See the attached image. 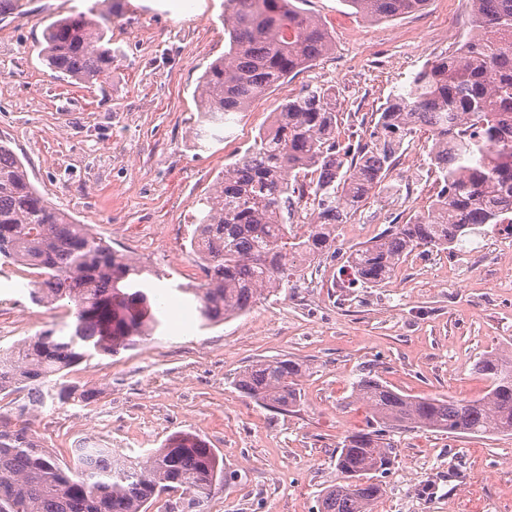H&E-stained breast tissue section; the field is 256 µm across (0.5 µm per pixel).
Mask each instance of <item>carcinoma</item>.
<instances>
[{
  "mask_svg": "<svg viewBox=\"0 0 512 512\" xmlns=\"http://www.w3.org/2000/svg\"><path fill=\"white\" fill-rule=\"evenodd\" d=\"M299 0H230L224 20L228 50L197 87L199 147L219 139L211 127L243 112L277 83L310 65L331 46L323 23ZM373 19L399 17L428 0H343ZM472 35L426 63L409 88L393 96L374 130L356 148L336 131V89L314 87L281 103L272 127L224 167L194 216L191 247L204 288L195 293L203 324L244 312L265 293L289 286L300 266L330 251L336 228L376 194L403 140L431 132L430 168L439 190L431 209L388 225L350 252L353 281L389 278L417 247L449 249L478 227L512 223V0H470ZM109 0L89 13L58 18L45 29L39 55L55 77L100 82L112 71ZM316 209L305 234L288 221L301 203ZM0 258L33 270V303L59 302L71 322L0 349V512H146L163 493L177 498L164 512H207L212 487L224 479L217 453L199 436L176 432L135 460L87 442L61 466L27 433L26 419L74 392L66 371L96 355H112L163 326L142 270L105 240L48 202L30 183L24 163L0 142ZM476 369L490 381L478 399L402 395L367 375L354 386L378 428L346 436L338 447L343 483L323 491L319 512H374L393 445L385 431L428 428L450 434H512V353H489ZM303 366L261 359L240 372L236 387L261 405L288 410L300 402Z\"/></svg>",
  "mask_w": 512,
  "mask_h": 512,
  "instance_id": "carcinoma-1",
  "label": "carcinoma"
}]
</instances>
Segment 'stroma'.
Masks as SVG:
<instances>
[{
	"label": "stroma",
	"mask_w": 512,
	"mask_h": 512,
	"mask_svg": "<svg viewBox=\"0 0 512 512\" xmlns=\"http://www.w3.org/2000/svg\"><path fill=\"white\" fill-rule=\"evenodd\" d=\"M94 2L30 0L26 14L6 19L0 138L48 201L159 273L165 325L72 368L75 400L32 415L28 434L64 464L83 439L135 458L191 432L224 461L208 512H317L322 491L342 480L340 442L373 422L352 395L365 373L412 397L486 393L477 362L512 351V252L478 231L450 250L413 251L379 286L350 284L344 266L368 242L362 226L378 233L430 208L436 183L423 129L406 139L387 189L339 225L332 252L305 266L293 287L206 326L179 292L204 281L190 246L197 202L305 87L335 86L339 130L369 134L374 113L469 34V0H429L420 12L371 22L343 0H305L332 33V50L256 99L205 150L195 140L194 91L228 48V0H117L109 77L54 79L38 56L45 26ZM69 319L66 308L33 303L25 272L0 261V348ZM272 357L303 366L292 411L264 408L234 384L253 361ZM389 439L375 512H512V435L414 428Z\"/></svg>",
	"instance_id": "stroma-1"
}]
</instances>
